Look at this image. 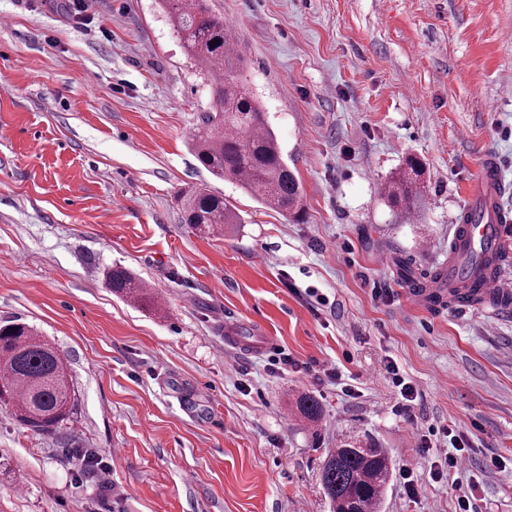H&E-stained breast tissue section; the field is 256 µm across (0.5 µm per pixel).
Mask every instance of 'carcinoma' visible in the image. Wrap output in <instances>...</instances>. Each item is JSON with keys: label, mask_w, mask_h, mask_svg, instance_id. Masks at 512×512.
I'll return each mask as SVG.
<instances>
[{"label": "carcinoma", "mask_w": 512, "mask_h": 512, "mask_svg": "<svg viewBox=\"0 0 512 512\" xmlns=\"http://www.w3.org/2000/svg\"><path fill=\"white\" fill-rule=\"evenodd\" d=\"M185 52L207 70L220 69L213 80L210 111L203 114L191 136V146L214 178L234 181L264 205L298 222L302 218V187L283 157L266 112L237 77L240 59L229 48L230 28L208 0H163ZM423 173L416 158L386 182L389 201L410 206L419 193ZM184 223L198 235H234L242 223L224 197L204 187L181 196ZM448 295L461 303L481 301L482 282L500 269L505 257L497 250L452 249ZM112 291L138 304L150 300L142 282L126 269L106 272ZM0 407L21 423L43 433L57 431L76 411L69 368L57 347L25 323L0 325ZM295 407L305 419L321 415L318 400L299 395ZM393 478L388 449L370 441L342 439L324 459L320 483L332 512H376Z\"/></svg>", "instance_id": "1"}]
</instances>
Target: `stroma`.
Segmentation results:
<instances>
[{"label": "stroma", "mask_w": 512, "mask_h": 512, "mask_svg": "<svg viewBox=\"0 0 512 512\" xmlns=\"http://www.w3.org/2000/svg\"><path fill=\"white\" fill-rule=\"evenodd\" d=\"M303 187L304 223L190 148L213 75L158 0H0V322L58 347L77 410L54 434L0 409V512H330L326 451L368 434L409 466L380 512H512V304L403 282L447 271L485 154L512 184V0H210ZM411 156L412 207L382 188ZM243 224L199 236L181 191ZM130 270L144 307L104 272ZM387 289L389 300L374 298ZM249 345L228 351L224 324ZM289 355L290 364L277 360ZM395 362L418 391L402 411ZM314 395L321 421L294 412ZM453 428L463 470L436 482ZM110 465L83 467L77 450Z\"/></svg>", "instance_id": "obj_1"}]
</instances>
